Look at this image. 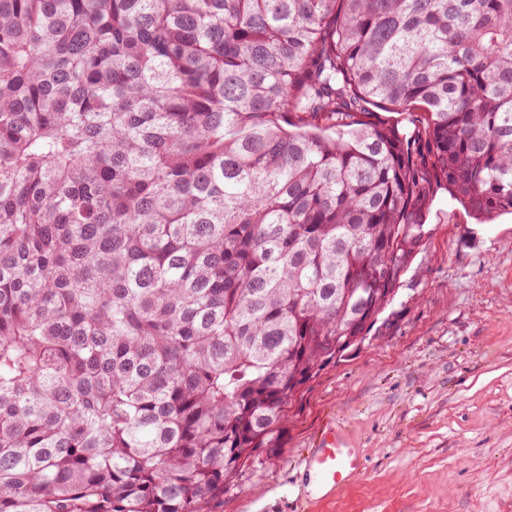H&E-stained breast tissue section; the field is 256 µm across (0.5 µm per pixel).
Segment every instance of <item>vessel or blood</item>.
I'll use <instances>...</instances> for the list:
<instances>
[{"instance_id":"b4317fda","label":"vessel or blood","mask_w":512,"mask_h":512,"mask_svg":"<svg viewBox=\"0 0 512 512\" xmlns=\"http://www.w3.org/2000/svg\"><path fill=\"white\" fill-rule=\"evenodd\" d=\"M305 470L320 489L334 493L352 481L362 469V455L354 448L343 430L326 428L314 451L306 458Z\"/></svg>"}]
</instances>
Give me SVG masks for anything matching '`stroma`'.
Returning a JSON list of instances; mask_svg holds the SVG:
<instances>
[{
    "label": "stroma",
    "mask_w": 512,
    "mask_h": 512,
    "mask_svg": "<svg viewBox=\"0 0 512 512\" xmlns=\"http://www.w3.org/2000/svg\"><path fill=\"white\" fill-rule=\"evenodd\" d=\"M426 229L370 340L306 384L276 461L211 512H512V215L477 223L441 191ZM331 422L363 468L319 499L302 461Z\"/></svg>",
    "instance_id": "stroma-1"
}]
</instances>
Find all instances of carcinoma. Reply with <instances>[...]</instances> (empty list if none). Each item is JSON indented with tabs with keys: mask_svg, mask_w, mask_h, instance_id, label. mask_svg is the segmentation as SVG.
Wrapping results in <instances>:
<instances>
[{
	"mask_svg": "<svg viewBox=\"0 0 512 512\" xmlns=\"http://www.w3.org/2000/svg\"><path fill=\"white\" fill-rule=\"evenodd\" d=\"M440 188L512 214V0H0V512H208Z\"/></svg>",
	"mask_w": 512,
	"mask_h": 512,
	"instance_id": "1",
	"label": "carcinoma"
}]
</instances>
